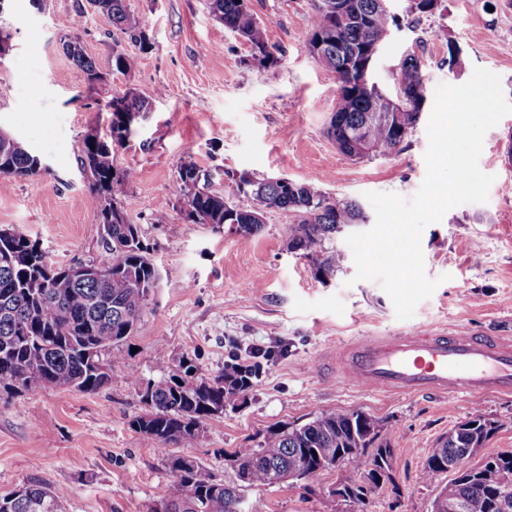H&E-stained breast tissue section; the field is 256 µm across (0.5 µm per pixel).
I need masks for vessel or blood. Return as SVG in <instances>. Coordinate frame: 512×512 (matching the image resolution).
<instances>
[{"label": "vessel or blood", "instance_id": "vessel-or-blood-1", "mask_svg": "<svg viewBox=\"0 0 512 512\" xmlns=\"http://www.w3.org/2000/svg\"><path fill=\"white\" fill-rule=\"evenodd\" d=\"M339 386L447 396L512 393V340L472 330L362 339L336 350Z\"/></svg>", "mask_w": 512, "mask_h": 512}]
</instances>
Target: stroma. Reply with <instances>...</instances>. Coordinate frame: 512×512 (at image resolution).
<instances>
[{"label": "stroma", "mask_w": 512, "mask_h": 512, "mask_svg": "<svg viewBox=\"0 0 512 512\" xmlns=\"http://www.w3.org/2000/svg\"><path fill=\"white\" fill-rule=\"evenodd\" d=\"M76 0H5L0 29L11 49L0 59V129L40 155L39 182L0 184V227L36 240L49 262H98L102 230L87 203L83 141L111 136L112 95L135 89L152 110L131 127L116 163L136 180L123 200L130 221L164 278L123 361L103 389L84 393L38 386L0 392V495L24 481L62 495L64 512H149L172 483L166 458L130 426L142 414L139 391L177 370L188 357L207 376L238 362L257 367L244 403L208 420L199 438L176 447L218 481L235 473L226 451L256 446L270 427L302 424L337 408L370 414L395 427L394 487L365 508L329 492L341 473H324L313 491L285 484L254 490L264 512H431L437 490L417 475L437 439L473 409L498 420L485 451H512V396L465 395L444 400L337 389L319 360L337 341L464 326L512 333V114L490 129L479 166L494 175L487 202L462 204L421 237L425 273L438 280L411 318L396 316L379 283L356 280L344 235L336 250L343 267L333 280L315 278L306 258L289 252L288 212L271 210L255 236L229 226L185 223L177 204L180 165L195 162L214 188L229 176L257 179L318 177L322 190L360 203L367 226L376 215L368 191L414 196L425 175L430 108L407 140L388 156L352 160L326 129L336 110L339 80L309 53L313 0H249L263 24L275 63L254 61L249 45L211 17L206 0H127L150 43L128 74L112 69L113 49L135 47L107 16L87 13L74 26ZM409 0H392L399 28L382 43L370 79L389 95L409 53L422 61L428 90L460 85L482 67L501 78L512 100V0H443L431 14H412ZM78 40L106 82L86 89L85 75L63 50ZM464 49L458 71L448 68V41ZM134 371L138 383L125 382Z\"/></svg>", "instance_id": "35a3bbf8"}]
</instances>
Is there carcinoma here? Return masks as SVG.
<instances>
[{"mask_svg":"<svg viewBox=\"0 0 512 512\" xmlns=\"http://www.w3.org/2000/svg\"><path fill=\"white\" fill-rule=\"evenodd\" d=\"M214 18L250 45L260 64L276 61L266 33L250 11L247 0H207ZM107 16L112 26L130 42L147 49L138 17L126 0H77L75 12L83 18L87 10ZM308 50L313 58L339 79L336 104L338 120L328 135L337 149L351 158L372 154L386 156L397 151L415 128L426 101V84L417 54L409 53L400 64V82L409 96L401 103L396 126L366 119L381 115L388 105L351 83L347 61L364 63L363 48L382 41L395 23V16L380 7V0H314ZM65 53L84 73L90 91L107 80L82 46L67 42ZM138 55L122 50L112 53V69L130 73ZM112 103V140L121 143L130 134L123 112L143 109L147 101L135 91H126ZM80 162L89 183L88 202L97 216L105 244L99 261L100 277L74 280L69 267L49 263L37 242L18 234L0 238V390L21 392L33 375L53 387L96 392L112 381V367L121 362L119 346L134 335L148 311L157 288L159 271L147 256L137 225L129 222L123 198L135 173L115 162L112 143L90 147L83 142ZM45 171L41 158L20 141L4 143L0 138V179L35 182ZM177 191L181 215L188 224L238 225L244 237L254 236L262 224L254 220L259 210L278 209L294 215L286 234L288 249L312 259L314 275L327 281L336 275L342 255L330 243L342 228L366 221L352 200L332 199L313 181L234 179L221 191L209 188L207 174L189 161L180 165ZM181 371L148 382L140 392L145 412L130 421L151 447L167 456L173 477L168 494L173 512H255V500L246 491L291 480L305 481L304 488L324 474L322 459L338 457L349 467L342 477L344 501L364 505L369 496L392 481L384 465L395 458V431L361 411L326 409L309 422L282 424L267 430L256 448H236L228 461L236 477L248 482L217 481L200 462L169 455V447L194 442L204 423L224 413V408L245 400L257 370L236 365L215 377L196 370L191 360L180 361ZM497 422L476 410L441 436L418 474V480L448 491L456 512H512L500 503L498 490L487 479L512 486V452L485 456L482 469L458 466L471 448H483L496 433ZM489 478H484V475ZM23 494L0 503V512H32L30 505L44 503L51 512L62 500L36 481L23 483Z\"/></svg>","mask_w":512,"mask_h":512,"instance_id":"1","label":"carcinoma"}]
</instances>
